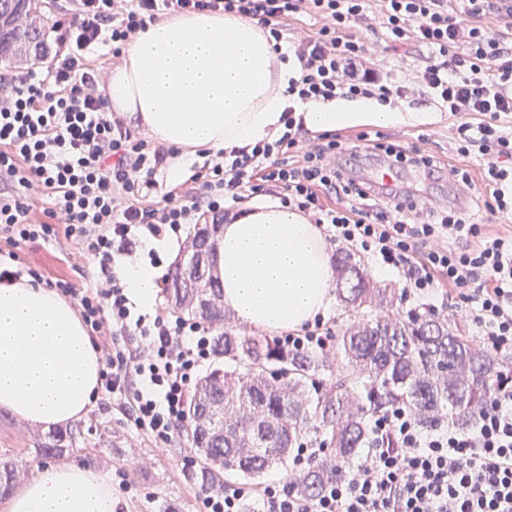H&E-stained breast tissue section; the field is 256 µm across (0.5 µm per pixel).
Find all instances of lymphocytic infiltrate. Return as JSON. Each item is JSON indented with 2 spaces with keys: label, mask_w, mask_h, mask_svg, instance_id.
Returning <instances> with one entry per match:
<instances>
[{
  "label": "lymphocytic infiltrate",
  "mask_w": 512,
  "mask_h": 512,
  "mask_svg": "<svg viewBox=\"0 0 512 512\" xmlns=\"http://www.w3.org/2000/svg\"><path fill=\"white\" fill-rule=\"evenodd\" d=\"M207 11L256 20L274 41L289 39L298 75L288 81L283 132L253 147L217 151L191 183L147 199L158 170L179 150L135 135L107 116L103 70L90 50L113 58L148 25L170 15ZM320 19L314 32L289 20ZM382 32L390 50L424 52L413 83L397 81L357 28ZM55 53L45 71L0 77V239L17 246L55 238L66 224L97 266L93 287L54 286L74 299L102 352L100 385L124 407L137 431L170 448L185 417L192 383L213 353L212 329L162 311L143 312L116 271L115 259L138 252L145 235L209 219L263 196L303 213L326 240L395 273L417 312L438 311L453 292L481 351L512 359V234L469 223L457 206L412 199L403 183L357 185L354 164L333 134L305 143L297 106L337 99L395 104L426 97L454 117L461 158L478 155L491 187V217L512 215V0H65L53 18ZM385 163L409 161L423 179L449 177L464 188V169L407 156L398 143H376ZM46 200L33 219L29 190ZM312 457L297 449L288 480L228 483L204 494L199 512H512V369L469 429L424 430L416 413L395 405L373 418L367 451L316 496L298 484Z\"/></svg>",
  "instance_id": "lymphocytic-infiltrate-1"
}]
</instances>
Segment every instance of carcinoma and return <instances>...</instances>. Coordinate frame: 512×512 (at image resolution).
Here are the masks:
<instances>
[{
  "label": "carcinoma",
  "instance_id": "1",
  "mask_svg": "<svg viewBox=\"0 0 512 512\" xmlns=\"http://www.w3.org/2000/svg\"><path fill=\"white\" fill-rule=\"evenodd\" d=\"M40 0H0V61L14 58L17 42H33L42 29ZM213 255L202 270L181 267L166 293L175 313L207 323L221 320L223 291L212 275ZM337 294L345 320L332 351L291 350L271 336L217 331L214 352L224 359L190 397L182 426L201 458V480L222 486L260 480L288 464L290 452L315 438L328 455L316 461L299 485L316 495L323 482L350 468L365 448L371 418L403 403L423 429L448 422L470 428L495 387L504 360L476 349L455 320L433 313L402 316L397 291L371 281L345 251L337 256ZM205 277L204 294L191 287ZM77 432H52L35 443L40 459L70 450ZM21 470L0 459V499L13 491Z\"/></svg>",
  "mask_w": 512,
  "mask_h": 512
}]
</instances>
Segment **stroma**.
Listing matches in <instances>:
<instances>
[{"mask_svg": "<svg viewBox=\"0 0 512 512\" xmlns=\"http://www.w3.org/2000/svg\"><path fill=\"white\" fill-rule=\"evenodd\" d=\"M453 117L443 115L435 124L419 127L378 128L362 126L337 131L343 147L365 146L367 141L379 143L402 141L408 149H417L449 165H461L477 172L476 159L460 160L452 148ZM194 225L182 227L180 232L163 231L162 237L176 248L175 253L162 250L154 256L138 252L137 263L153 265L158 273V289L154 303L168 308L164 291L167 278L177 266L179 253L185 252L187 239L194 233ZM57 237L49 242L36 241L10 248L0 240V265L11 269H32L44 279H62L75 287L89 285L95 265L80 253L76 241L70 237L65 224H57ZM72 429L80 430L78 449L67 452L64 462L90 468L110 482L128 505L129 512H197L199 499L208 488L198 476L197 466H186L192 458L190 448L178 447L158 450L152 441L138 432L111 401L97 399L90 413L72 422ZM44 427L29 424L9 413L0 411V455L15 457L21 465L30 467L32 474H40L54 467V460L35 459L32 447L44 436Z\"/></svg>", "mask_w": 512, "mask_h": 512, "instance_id": "stroma-1", "label": "stroma"}]
</instances>
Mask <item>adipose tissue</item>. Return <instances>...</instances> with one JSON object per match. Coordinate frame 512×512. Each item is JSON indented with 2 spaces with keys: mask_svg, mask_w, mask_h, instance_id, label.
<instances>
[{
  "mask_svg": "<svg viewBox=\"0 0 512 512\" xmlns=\"http://www.w3.org/2000/svg\"><path fill=\"white\" fill-rule=\"evenodd\" d=\"M296 74L256 21L196 12L141 33L113 68L106 97L118 118L191 156L276 136ZM301 117L324 133L423 126L437 115L357 100L309 103ZM214 274L225 305L261 331H295L331 310L334 269L321 230L276 201L248 205L223 225ZM101 370L72 302L27 277L0 279V409L45 427L79 420L97 398ZM120 505L99 475L64 464L20 486L0 512H121Z\"/></svg>",
  "mask_w": 512,
  "mask_h": 512,
  "instance_id": "adipose-tissue-1",
  "label": "adipose tissue"
}]
</instances>
